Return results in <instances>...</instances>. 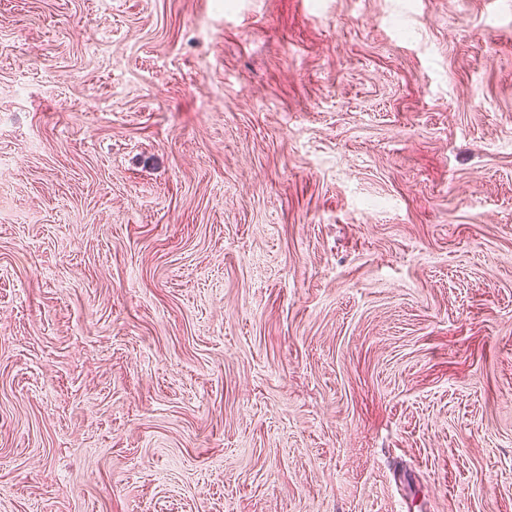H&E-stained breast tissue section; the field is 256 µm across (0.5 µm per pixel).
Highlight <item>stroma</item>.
<instances>
[{"mask_svg":"<svg viewBox=\"0 0 512 512\" xmlns=\"http://www.w3.org/2000/svg\"><path fill=\"white\" fill-rule=\"evenodd\" d=\"M0 512H512V0H0Z\"/></svg>","mask_w":512,"mask_h":512,"instance_id":"1","label":"stroma"}]
</instances>
